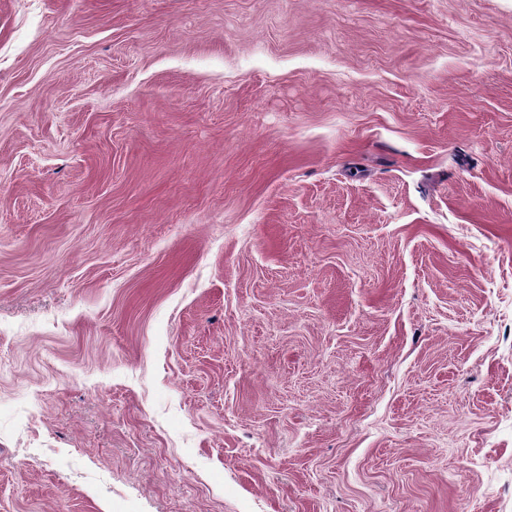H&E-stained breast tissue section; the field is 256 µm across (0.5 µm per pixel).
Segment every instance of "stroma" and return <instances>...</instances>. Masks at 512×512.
Returning <instances> with one entry per match:
<instances>
[{
  "label": "stroma",
  "mask_w": 512,
  "mask_h": 512,
  "mask_svg": "<svg viewBox=\"0 0 512 512\" xmlns=\"http://www.w3.org/2000/svg\"><path fill=\"white\" fill-rule=\"evenodd\" d=\"M0 512H512V0H0Z\"/></svg>",
  "instance_id": "obj_1"
}]
</instances>
